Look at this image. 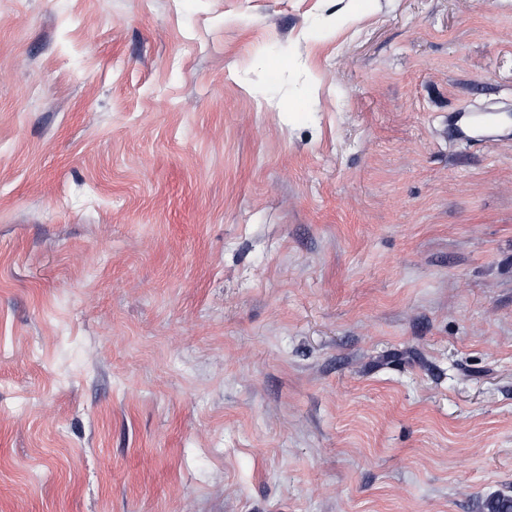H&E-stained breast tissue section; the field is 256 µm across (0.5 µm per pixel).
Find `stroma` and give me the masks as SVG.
<instances>
[{
  "mask_svg": "<svg viewBox=\"0 0 512 512\" xmlns=\"http://www.w3.org/2000/svg\"><path fill=\"white\" fill-rule=\"evenodd\" d=\"M509 132L512 0H0V512L512 495Z\"/></svg>",
  "mask_w": 512,
  "mask_h": 512,
  "instance_id": "35a3bbf8",
  "label": "stroma"
}]
</instances>
